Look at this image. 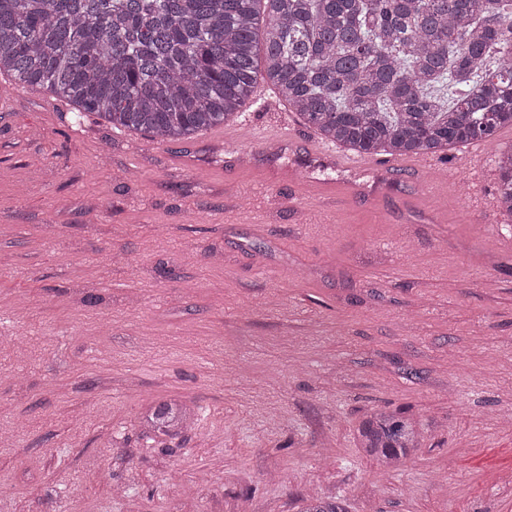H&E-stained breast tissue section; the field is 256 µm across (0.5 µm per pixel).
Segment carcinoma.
Masks as SVG:
<instances>
[{
    "label": "carcinoma",
    "mask_w": 512,
    "mask_h": 512,
    "mask_svg": "<svg viewBox=\"0 0 512 512\" xmlns=\"http://www.w3.org/2000/svg\"><path fill=\"white\" fill-rule=\"evenodd\" d=\"M4 74L160 142L230 122L266 75L350 151L444 153L512 126V0H0ZM495 164L512 219V144ZM143 423L171 438L188 408L160 402ZM421 435L413 417L374 411L357 440L397 467ZM303 502L348 512L339 498Z\"/></svg>",
    "instance_id": "cac0c4a2"
}]
</instances>
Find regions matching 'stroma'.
I'll use <instances>...</instances> for the list:
<instances>
[{
  "mask_svg": "<svg viewBox=\"0 0 512 512\" xmlns=\"http://www.w3.org/2000/svg\"><path fill=\"white\" fill-rule=\"evenodd\" d=\"M0 112V512H512V229L492 153L450 183L385 155L123 134L22 84ZM366 199L318 204L322 187ZM177 400L190 429L141 423ZM425 424L396 470L376 410ZM315 148V158L324 166L353 167L360 163L358 158H347L337 155L335 150L329 146L318 144ZM393 165L394 167L389 171L388 176L385 178L388 182L394 181L397 176L406 170H412L418 177L422 173L435 170L436 168L434 162L425 156H419L412 161Z\"/></svg>",
  "mask_w": 512,
  "mask_h": 512,
  "instance_id": "1",
  "label": "stroma"
}]
</instances>
